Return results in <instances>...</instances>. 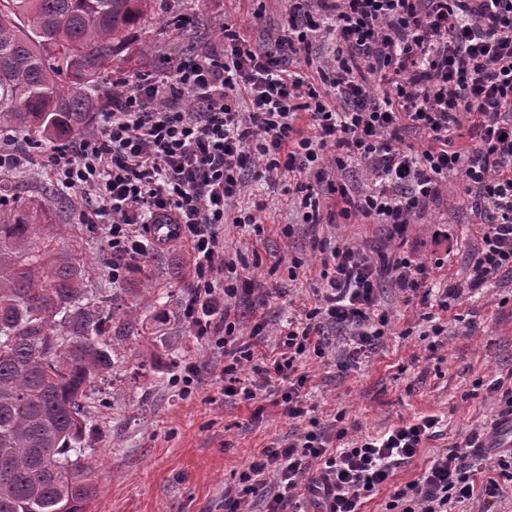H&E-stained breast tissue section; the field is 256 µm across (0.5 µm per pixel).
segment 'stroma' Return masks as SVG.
<instances>
[{
  "label": "stroma",
  "mask_w": 512,
  "mask_h": 512,
  "mask_svg": "<svg viewBox=\"0 0 512 512\" xmlns=\"http://www.w3.org/2000/svg\"><path fill=\"white\" fill-rule=\"evenodd\" d=\"M265 7L266 23L257 25L253 11ZM184 15L186 28L172 18ZM285 17L283 0H152L141 22L129 31L119 48L109 81L135 82L147 72H166L194 49L215 41L223 23L237 25L252 43H264L267 28ZM152 45L154 53L143 50ZM458 176L448 179V194L430 205L397 234L387 224L320 225L310 232L296 225L288 198L277 188L252 183L254 198L266 200L263 234L226 225L224 244L229 257L251 264V277H267L284 288L265 309L268 342H275L280 320L313 301L319 263L313 238L347 241L363 250L371 262L402 251L432 266L434 286L464 283L477 243L475 218L458 196ZM62 205L53 209L56 224H73L87 257V282L92 288H111L112 256L103 246V227L84 222L75 193L57 191ZM293 225L282 236V225ZM300 259L306 272L290 281L276 258ZM442 268H435L436 259ZM149 280L128 273L120 292L122 306H137L140 316L126 343L135 358L114 372L117 395L104 412L108 431L87 474L98 488L91 512H224V488L248 467L264 448L294 439L305 427L291 422L272 402L257 404L242 397H225L220 370L224 359L196 339L179 311L193 281L190 256L178 246L157 248L144 259ZM378 305L391 316L390 331L375 351L342 369L322 359L305 366L307 405L323 426L341 423L349 438L376 434L392 425L433 415L439 432L417 455L401 464L389 483L363 512H385L393 493L418 478L430 461L473 429L496 421L504 406L489 393L488 383L512 380V273L504 271L480 294L458 306L462 322H449L444 335L428 348L421 338L428 308L406 301L385 276L380 280ZM201 368L190 396H179L170 382L184 362Z\"/></svg>",
  "instance_id": "35a3bbf8"
}]
</instances>
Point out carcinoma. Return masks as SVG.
I'll return each mask as SVG.
<instances>
[{
	"label": "carcinoma",
	"instance_id": "cac0c4a2",
	"mask_svg": "<svg viewBox=\"0 0 512 512\" xmlns=\"http://www.w3.org/2000/svg\"><path fill=\"white\" fill-rule=\"evenodd\" d=\"M148 0H0V131L80 135L109 100L112 68ZM52 191L0 207V512H87L90 427L136 307L87 287L86 258L39 224Z\"/></svg>",
	"mask_w": 512,
	"mask_h": 512
}]
</instances>
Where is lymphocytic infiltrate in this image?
<instances>
[{
    "instance_id": "obj_1",
    "label": "lymphocytic infiltrate",
    "mask_w": 512,
    "mask_h": 512,
    "mask_svg": "<svg viewBox=\"0 0 512 512\" xmlns=\"http://www.w3.org/2000/svg\"><path fill=\"white\" fill-rule=\"evenodd\" d=\"M270 41L251 47L226 23L205 52L163 76L113 83L111 106L88 132L54 146L47 162L57 183L93 204L113 281L154 250L150 225L181 227L195 263L183 318L223 352L225 396L269 397L299 419L307 414L301 366L332 356L330 331H344L352 358L385 336L390 317L376 309L363 253L322 240L314 304L278 328L277 356L253 364L239 344V297L259 309L279 288L241 279L224 250L225 225H260L266 210L262 200L241 208L243 170L270 187L294 181L300 223L363 217L399 231L442 199L450 175H461L467 204L483 218L468 288L433 293L430 267L410 254L390 266L401 292L448 311L512 269V0H288L287 21ZM317 45L329 48L318 59ZM410 129L423 134L424 149L405 144ZM353 165L363 181L345 180ZM247 362L253 376L245 385L239 371ZM438 423L427 416L350 442L346 429L312 426L263 449L225 487L224 512H243L258 497L266 512H303L308 502L322 512H361ZM480 456L474 435L437 455L393 493L387 512H454L476 495L496 501L501 479L512 481V448L478 485Z\"/></svg>"
}]
</instances>
